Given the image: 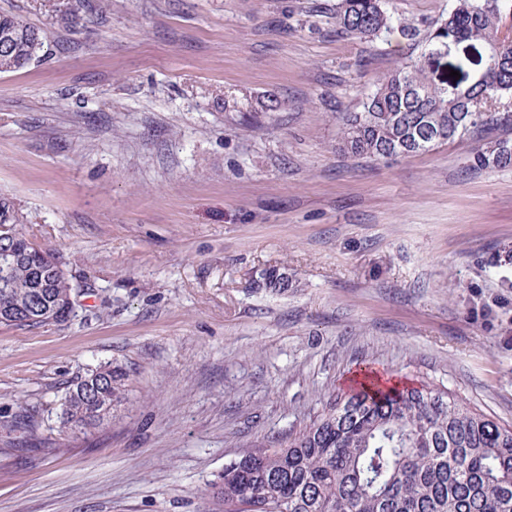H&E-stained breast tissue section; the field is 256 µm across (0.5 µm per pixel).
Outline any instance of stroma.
<instances>
[{
	"label": "stroma",
	"mask_w": 512,
	"mask_h": 512,
	"mask_svg": "<svg viewBox=\"0 0 512 512\" xmlns=\"http://www.w3.org/2000/svg\"><path fill=\"white\" fill-rule=\"evenodd\" d=\"M39 2L0 0L50 32L0 74V192L80 295L66 323L0 326V512H201L240 445L368 365L512 425V165L473 166L469 138L336 147L453 0H386L374 39L337 35L338 0H87L71 29ZM226 92L279 107L235 122ZM272 266L298 287H256ZM108 361L126 402L65 440L70 384Z\"/></svg>",
	"instance_id": "stroma-1"
}]
</instances>
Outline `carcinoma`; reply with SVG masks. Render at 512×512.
Returning a JSON list of instances; mask_svg holds the SVG:
<instances>
[{
  "mask_svg": "<svg viewBox=\"0 0 512 512\" xmlns=\"http://www.w3.org/2000/svg\"><path fill=\"white\" fill-rule=\"evenodd\" d=\"M62 28L78 19L74 5L42 0ZM512 0H454L432 37V48L378 79L361 110L344 112L338 149L352 156L389 159L429 152L488 126L512 128V48L494 65L481 58L466 84H435L426 59L450 46H497ZM336 30L371 38L393 16L382 0H339ZM45 31L0 13V74L38 62ZM477 167L512 165V140L478 148ZM28 217L0 194V324L37 327L75 313L76 291L60 263L17 229ZM256 287H296L286 268H268ZM129 372L105 362L68 392L60 413L65 436H86L112 421L127 399ZM217 474L205 492L204 512H512V425L464 404L429 384L393 385L365 376L332 393L320 414L297 431L264 436Z\"/></svg>",
  "mask_w": 512,
  "mask_h": 512,
  "instance_id": "cac0c4a2",
  "label": "carcinoma"
}]
</instances>
